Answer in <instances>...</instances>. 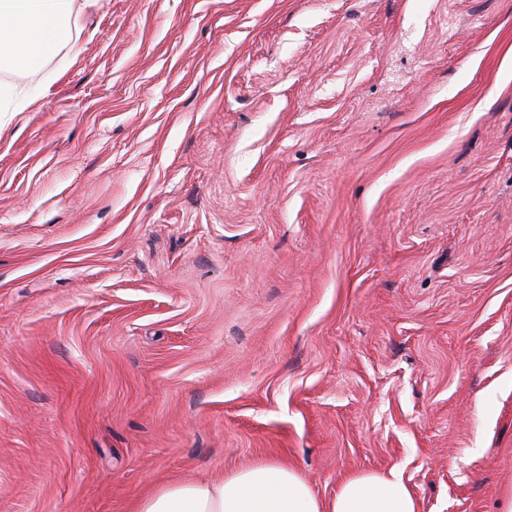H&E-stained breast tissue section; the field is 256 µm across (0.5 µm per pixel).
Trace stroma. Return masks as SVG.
Returning a JSON list of instances; mask_svg holds the SVG:
<instances>
[{"instance_id": "35a3bbf8", "label": "stroma", "mask_w": 512, "mask_h": 512, "mask_svg": "<svg viewBox=\"0 0 512 512\" xmlns=\"http://www.w3.org/2000/svg\"><path fill=\"white\" fill-rule=\"evenodd\" d=\"M0 84V512L275 459L512 495V0H97Z\"/></svg>"}]
</instances>
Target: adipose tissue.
<instances>
[{
	"instance_id": "obj_1",
	"label": "adipose tissue",
	"mask_w": 512,
	"mask_h": 512,
	"mask_svg": "<svg viewBox=\"0 0 512 512\" xmlns=\"http://www.w3.org/2000/svg\"><path fill=\"white\" fill-rule=\"evenodd\" d=\"M75 0H0V63L34 69L71 40ZM133 512H418L398 470L352 476L320 501L298 473L253 463L211 481L181 479L139 497Z\"/></svg>"
}]
</instances>
